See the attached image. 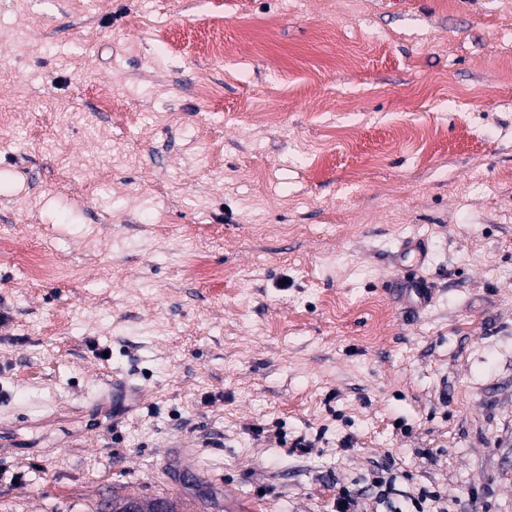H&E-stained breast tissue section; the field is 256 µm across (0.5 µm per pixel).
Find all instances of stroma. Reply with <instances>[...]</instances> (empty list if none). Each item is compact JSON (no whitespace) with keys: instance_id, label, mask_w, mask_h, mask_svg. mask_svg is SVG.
Returning a JSON list of instances; mask_svg holds the SVG:
<instances>
[{"instance_id":"stroma-1","label":"stroma","mask_w":512,"mask_h":512,"mask_svg":"<svg viewBox=\"0 0 512 512\" xmlns=\"http://www.w3.org/2000/svg\"><path fill=\"white\" fill-rule=\"evenodd\" d=\"M0 110V512H512V0H0ZM16 260L26 269L28 275L33 279L47 274L51 268V257L45 253L16 256Z\"/></svg>"}]
</instances>
